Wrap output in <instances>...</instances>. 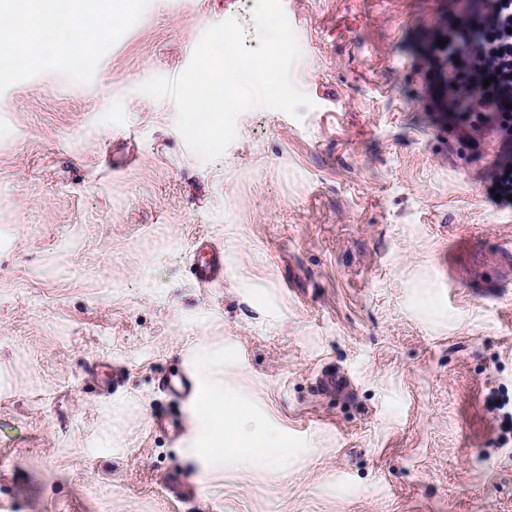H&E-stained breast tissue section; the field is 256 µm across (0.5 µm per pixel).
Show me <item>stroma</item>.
I'll use <instances>...</instances> for the list:
<instances>
[{"label": "stroma", "instance_id": "obj_1", "mask_svg": "<svg viewBox=\"0 0 512 512\" xmlns=\"http://www.w3.org/2000/svg\"><path fill=\"white\" fill-rule=\"evenodd\" d=\"M255 4L127 0L81 65L0 66V501L512 512L491 401H512V207L483 179L494 141L460 144L428 93L453 0H282L315 107L243 113L206 162L139 88L223 20L257 48ZM201 238L224 250L210 288L189 271ZM188 359L286 465L216 452L209 417L158 391ZM331 368L351 392L318 390Z\"/></svg>", "mask_w": 512, "mask_h": 512}]
</instances>
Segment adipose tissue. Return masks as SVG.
Listing matches in <instances>:
<instances>
[{
    "instance_id": "ef3b65f1",
    "label": "adipose tissue",
    "mask_w": 512,
    "mask_h": 512,
    "mask_svg": "<svg viewBox=\"0 0 512 512\" xmlns=\"http://www.w3.org/2000/svg\"><path fill=\"white\" fill-rule=\"evenodd\" d=\"M120 19V13L103 8L99 0H91L79 22L74 19V0H8L0 10V42L26 43L25 58L33 64L42 65L61 55L75 59L87 55L98 35L118 32ZM239 416L238 405L229 400L212 411L214 430L225 438V452L263 462L287 457L284 448L274 454L265 452L262 437L228 436V428Z\"/></svg>"
}]
</instances>
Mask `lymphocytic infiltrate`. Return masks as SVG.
<instances>
[{
	"label": "lymphocytic infiltrate",
	"instance_id": "f902f5d3",
	"mask_svg": "<svg viewBox=\"0 0 512 512\" xmlns=\"http://www.w3.org/2000/svg\"><path fill=\"white\" fill-rule=\"evenodd\" d=\"M439 50L438 76L448 118L465 139L498 142L487 178L500 205L512 204V0H463L452 13Z\"/></svg>",
	"mask_w": 512,
	"mask_h": 512
}]
</instances>
